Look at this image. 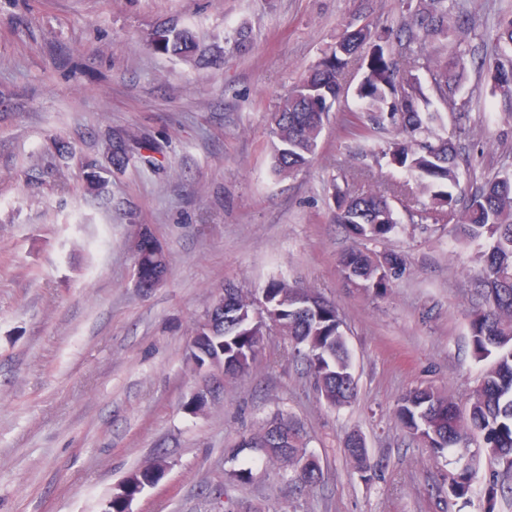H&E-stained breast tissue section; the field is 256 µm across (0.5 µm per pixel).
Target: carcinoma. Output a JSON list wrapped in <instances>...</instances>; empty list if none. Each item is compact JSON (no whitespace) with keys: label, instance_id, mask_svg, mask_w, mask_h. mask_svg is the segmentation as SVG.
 <instances>
[{"label":"carcinoma","instance_id":"carcinoma-1","mask_svg":"<svg viewBox=\"0 0 512 512\" xmlns=\"http://www.w3.org/2000/svg\"><path fill=\"white\" fill-rule=\"evenodd\" d=\"M410 22L391 39L378 35L371 24L346 25L336 42L323 52L303 79L271 117L274 172L291 175L312 161L320 135L333 106L345 93L343 75L349 65L360 62L362 78L356 87L360 122L389 128L392 138L371 149L373 156L411 174L430 193V201L407 208L414 225L438 224L451 217L462 236L479 241V266L470 276V287L481 305L471 315L470 345L474 358L488 365L468 397L467 410L431 388H415L397 401L394 413L401 426L434 454L454 451L462 457L471 445L485 453L512 475V173L504 172L484 181L460 199L459 152L435 131L442 112H455L469 105L457 103L460 82L456 70L463 68L462 54H448V33L460 21L458 0H403ZM155 35L163 37L156 49L187 57L200 51L187 29L171 26ZM496 45L500 56L512 53V17L499 21ZM494 87L512 96V62L499 60L491 69ZM112 163L129 161L127 139H112ZM360 171L342 174L344 185L331 184L335 221L342 225L355 246L339 260L344 279L367 294L384 295L405 265L399 253L378 255L361 247L364 241L379 242L395 231L399 219L394 205L396 186L382 183L356 193L350 183ZM136 287L150 291L167 272L164 255L145 233L134 244ZM236 291V303L224 321L210 331L200 320L192 330V342L202 348L195 355L198 368L210 363L227 364V373L243 376L258 359L256 350L272 330L288 337L289 354L305 351L309 372L319 398L330 407H342L357 396V381L334 303L310 288L282 278H273L263 288L266 309L254 318L250 296ZM240 447L255 448L280 462L288 481L299 488H314L322 471L307 453L301 427L277 412L261 429L241 439ZM345 451L363 478H370L372 465L364 439L351 436ZM162 465L133 472L113 494L108 512H126L127 504L146 486L155 483ZM456 498L468 494L469 469L453 472Z\"/></svg>","mask_w":512,"mask_h":512}]
</instances>
